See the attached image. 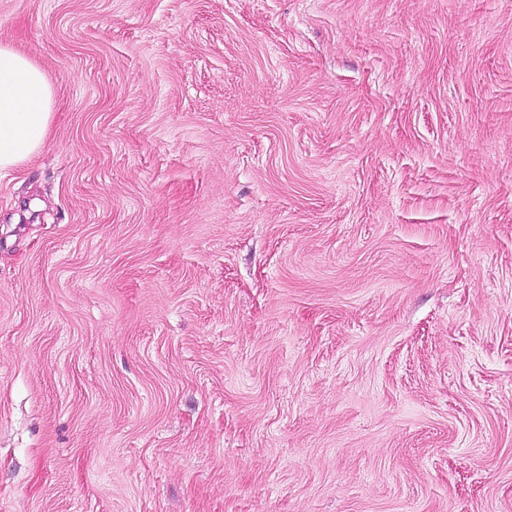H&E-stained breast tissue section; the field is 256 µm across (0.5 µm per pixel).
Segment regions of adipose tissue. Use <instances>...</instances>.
I'll list each match as a JSON object with an SVG mask.
<instances>
[{
    "label": "adipose tissue",
    "instance_id": "obj_1",
    "mask_svg": "<svg viewBox=\"0 0 512 512\" xmlns=\"http://www.w3.org/2000/svg\"><path fill=\"white\" fill-rule=\"evenodd\" d=\"M53 90L38 64L0 43V173L43 147L52 119Z\"/></svg>",
    "mask_w": 512,
    "mask_h": 512
}]
</instances>
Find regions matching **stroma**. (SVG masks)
<instances>
[{"label": "stroma", "instance_id": "1", "mask_svg": "<svg viewBox=\"0 0 512 512\" xmlns=\"http://www.w3.org/2000/svg\"><path fill=\"white\" fill-rule=\"evenodd\" d=\"M0 512H512V0H0ZM53 90L38 64L0 43V173L37 154L52 119Z\"/></svg>", "mask_w": 512, "mask_h": 512}]
</instances>
